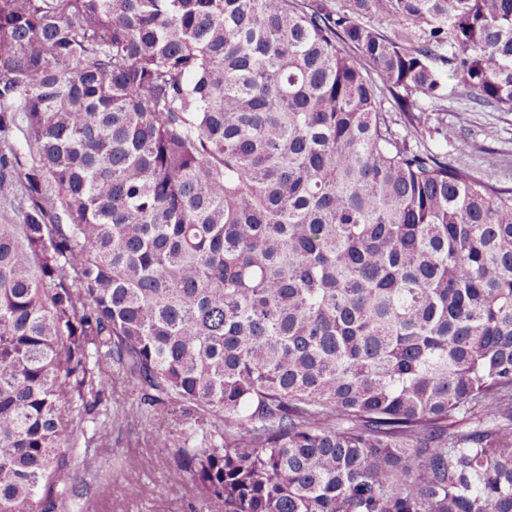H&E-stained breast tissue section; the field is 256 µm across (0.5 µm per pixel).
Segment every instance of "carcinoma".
Instances as JSON below:
<instances>
[{"mask_svg": "<svg viewBox=\"0 0 512 512\" xmlns=\"http://www.w3.org/2000/svg\"><path fill=\"white\" fill-rule=\"evenodd\" d=\"M446 78L512 112V0H0V512L121 374L224 512H512V188L410 143Z\"/></svg>", "mask_w": 512, "mask_h": 512, "instance_id": "carcinoma-1", "label": "carcinoma"}]
</instances>
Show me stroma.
Here are the masks:
<instances>
[{"mask_svg":"<svg viewBox=\"0 0 512 512\" xmlns=\"http://www.w3.org/2000/svg\"><path fill=\"white\" fill-rule=\"evenodd\" d=\"M417 101L430 116L431 128L422 139L425 146L445 151L446 145L434 129L442 125L453 128L472 148L474 171L493 168L500 184L512 187V112L476 108L450 80L445 83L444 100L421 95ZM137 396L131 388H118L112 399L100 406L95 420L83 423L73 439L74 486L57 512H156L155 492L160 487L166 492V512H224L220 502L199 494L179 465L178 447L185 431L195 423L194 409L184 406L176 410L169 420L171 442L164 445L156 440L152 423L125 420L123 406ZM86 455L96 458V469L83 470L81 460ZM130 456L141 462L135 494L127 489L123 469Z\"/></svg>","mask_w":512,"mask_h":512,"instance_id":"1","label":"stroma"}]
</instances>
